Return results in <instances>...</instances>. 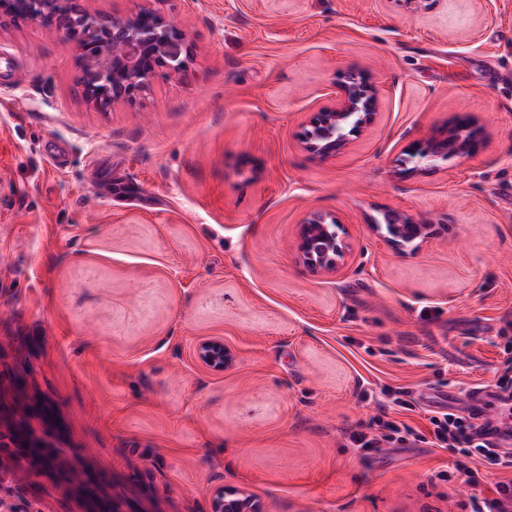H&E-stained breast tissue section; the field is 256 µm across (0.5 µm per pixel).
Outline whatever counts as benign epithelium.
<instances>
[{
  "instance_id": "7a95c632",
  "label": "benign epithelium",
  "mask_w": 512,
  "mask_h": 512,
  "mask_svg": "<svg viewBox=\"0 0 512 512\" xmlns=\"http://www.w3.org/2000/svg\"><path fill=\"white\" fill-rule=\"evenodd\" d=\"M86 0H58L62 12L72 18L74 29L62 28L63 36L77 52L81 83L86 101L105 109L116 101L132 103L140 97L151 80L171 78L186 71L194 56V47L186 32L177 24L154 14L155 22L145 26L142 12L112 17V24L102 30L100 17L89 11ZM12 7H7V4ZM0 3V15L14 20L36 21L38 0H11ZM336 105L314 113L300 134L304 148L319 156L343 150L351 138L361 134L376 120L378 92L359 71L346 70L336 82ZM475 149L468 137L450 130L440 138L418 143L406 151V161L420 169L437 160L463 157ZM374 231L393 249L418 248L430 239L435 225L406 213L391 210L384 224ZM349 252L340 221L330 212L313 210L305 215L299 233L298 254L313 273H334ZM198 361L207 369L221 372L233 366L234 352L218 337L200 342ZM210 512H263L262 505L241 489H215Z\"/></svg>"
}]
</instances>
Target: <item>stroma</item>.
I'll list each match as a JSON object with an SVG mask.
<instances>
[{"label":"stroma","mask_w":512,"mask_h":512,"mask_svg":"<svg viewBox=\"0 0 512 512\" xmlns=\"http://www.w3.org/2000/svg\"><path fill=\"white\" fill-rule=\"evenodd\" d=\"M158 12L196 45L180 79L100 111L54 29L0 19V500L36 512H209L220 486L264 512H471L512 469L349 434L361 388L407 387L404 421L497 394L512 337V0H87ZM364 72L376 122L305 151L309 117ZM472 118L466 157L412 169L411 144ZM70 149L66 168L45 146ZM335 214V273L297 259ZM441 225L419 249L371 226ZM222 338L221 373L196 344ZM27 419L29 432L16 428ZM53 450L54 467L35 448ZM451 472L441 480V472ZM348 252L346 234L336 215L319 210L305 215L300 226L298 254L311 272H337ZM196 357L204 367L215 372L232 367L236 361L234 352L218 337L200 342L196 348Z\"/></svg>","instance_id":"1"}]
</instances>
